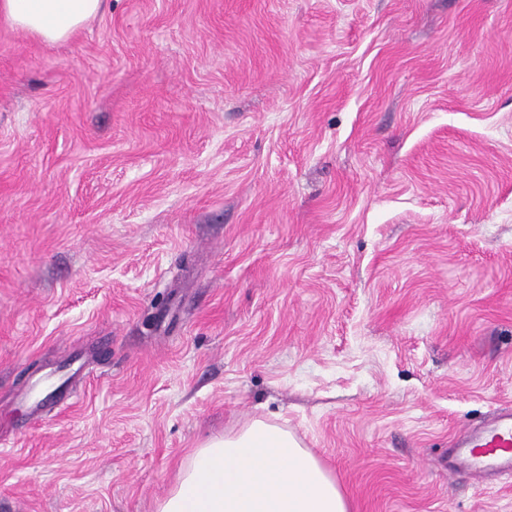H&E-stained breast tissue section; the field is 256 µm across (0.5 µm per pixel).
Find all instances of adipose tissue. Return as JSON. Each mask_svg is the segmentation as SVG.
<instances>
[{
  "label": "adipose tissue",
  "mask_w": 512,
  "mask_h": 512,
  "mask_svg": "<svg viewBox=\"0 0 512 512\" xmlns=\"http://www.w3.org/2000/svg\"><path fill=\"white\" fill-rule=\"evenodd\" d=\"M106 0H0V17L46 43L69 40ZM157 512H349L335 478L290 431L256 419L207 439Z\"/></svg>",
  "instance_id": "1"
}]
</instances>
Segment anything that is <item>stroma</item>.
I'll use <instances>...</instances> for the list:
<instances>
[{
  "label": "stroma",
  "mask_w": 512,
  "mask_h": 512,
  "mask_svg": "<svg viewBox=\"0 0 512 512\" xmlns=\"http://www.w3.org/2000/svg\"><path fill=\"white\" fill-rule=\"evenodd\" d=\"M512 0L0 20V512H157L285 425L351 512H512ZM456 466L462 470L490 468L512 479V410L476 431L459 447Z\"/></svg>",
  "instance_id": "obj_1"
}]
</instances>
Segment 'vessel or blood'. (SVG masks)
Wrapping results in <instances>:
<instances>
[{"label": "vessel or blood", "instance_id": "b4317fda", "mask_svg": "<svg viewBox=\"0 0 512 512\" xmlns=\"http://www.w3.org/2000/svg\"><path fill=\"white\" fill-rule=\"evenodd\" d=\"M456 465L462 470L490 468L512 479V410L476 431L462 443Z\"/></svg>", "mask_w": 512, "mask_h": 512}]
</instances>
